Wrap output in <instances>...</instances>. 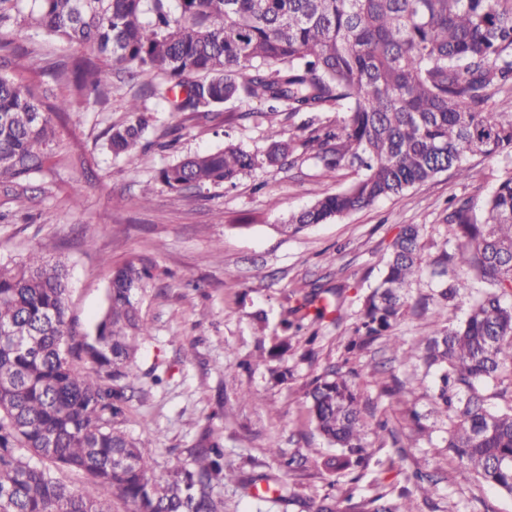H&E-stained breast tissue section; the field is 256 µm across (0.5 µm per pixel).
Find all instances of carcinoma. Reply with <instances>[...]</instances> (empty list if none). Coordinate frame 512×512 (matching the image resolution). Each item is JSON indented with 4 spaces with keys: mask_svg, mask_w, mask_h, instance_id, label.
Here are the masks:
<instances>
[{
    "mask_svg": "<svg viewBox=\"0 0 512 512\" xmlns=\"http://www.w3.org/2000/svg\"><path fill=\"white\" fill-rule=\"evenodd\" d=\"M80 46L46 73L72 86L54 103L46 92L0 74V190L17 199L56 141L54 119L94 97L108 100L99 61L143 79L140 98L182 112L206 113L235 99L259 100L273 113L334 112L336 121L304 124L300 145L271 130L264 150L228 143L160 170L170 190L234 184L259 167H283L300 156L326 172L357 166L347 188L317 197L283 228L300 231L401 196L439 173L471 176L467 156L503 159L498 184L481 215L471 200L451 199L454 248L433 259L436 297L445 306L456 286L448 274L471 279L476 295L464 322L434 329L424 346L392 334L408 305L407 288L424 271L420 228L403 227L379 285L365 303L356 335L377 336L404 357L418 355L437 373L435 412L448 419V453L458 476L482 479L512 495V109L489 105L512 88V0H0V65L28 50L16 39L20 22ZM136 119L109 129L116 155L133 157L147 127ZM145 259L112 271L107 306L93 333L68 314L66 265L32 251L0 263V512H224L215 486L233 480L224 449L205 436L191 462L156 478L150 443L123 429L128 391L140 380L135 364L147 324L140 293L153 280ZM337 288L315 286L296 300L283 331L336 312ZM496 384L505 405L493 411L479 388ZM311 422L337 449L331 472L355 470L374 454L366 440L359 397L336 367L306 393ZM85 475L74 489L59 476ZM303 512H414L376 493L359 501L352 490L315 501L275 479L259 494Z\"/></svg>",
    "mask_w": 512,
    "mask_h": 512,
    "instance_id": "cac0c4a2",
    "label": "carcinoma"
}]
</instances>
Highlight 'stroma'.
I'll return each instance as SVG.
<instances>
[{
	"instance_id": "35a3bbf8",
	"label": "stroma",
	"mask_w": 512,
	"mask_h": 512,
	"mask_svg": "<svg viewBox=\"0 0 512 512\" xmlns=\"http://www.w3.org/2000/svg\"><path fill=\"white\" fill-rule=\"evenodd\" d=\"M19 42L49 62L84 54L41 31L20 27ZM112 85L108 104L88 102L58 127L42 181L46 194L18 200L0 192V260L18 262L41 246L69 269L70 316L93 332L107 303L113 267L146 258L158 277L142 293L150 327L136 355L142 388L128 408L125 430L147 440L148 467L163 473L189 462L203 435L220 441L237 482L218 486L224 512H300L293 505L263 501L246 480L275 476L269 452L277 443L299 465L288 477L295 492L314 499L354 489L397 498L405 473L430 480L412 488L416 512H512V497L481 480L461 481L448 456V421L433 415L435 376L418 359L395 357L380 336L351 351L347 345L366 297L380 279L401 226L421 227L425 259H433L450 231L448 201L482 205L494 190L500 163L472 154L468 179L453 171L418 184L401 197L382 199L351 215L297 233L280 224L311 204L316 193L343 190L354 168L326 173L311 161L292 168L262 167L232 187L177 193L161 185L158 171L179 158L222 149L233 142L264 149L270 128L301 141L303 115L269 112L259 101H230L209 114L173 112L147 100L149 125L134 158L108 146L109 126L124 123L140 82L104 64ZM342 286L336 319L305 323L285 333L282 321L312 285ZM288 351L279 362L287 382L275 381L261 357L279 341ZM354 383L377 452L361 477L335 474L325 462L334 451L315 430L306 393L328 366ZM161 384H152V376ZM427 415L429 434H418L410 414Z\"/></svg>"
}]
</instances>
